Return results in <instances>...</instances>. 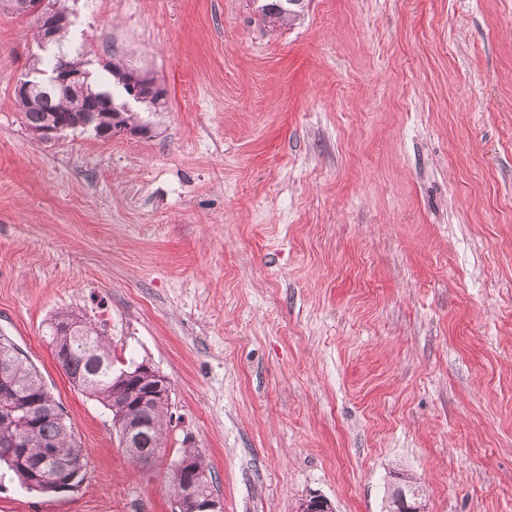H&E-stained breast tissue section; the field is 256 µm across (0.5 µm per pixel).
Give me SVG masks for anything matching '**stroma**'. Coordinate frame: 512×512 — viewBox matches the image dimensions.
<instances>
[{"label": "stroma", "instance_id": "stroma-1", "mask_svg": "<svg viewBox=\"0 0 512 512\" xmlns=\"http://www.w3.org/2000/svg\"><path fill=\"white\" fill-rule=\"evenodd\" d=\"M70 49L150 72L148 134L28 129L36 28L0 8V336L60 402L87 479L0 512H172L204 456L224 512H512V0H65ZM171 383L131 462L46 343L59 312ZM289 0H264L259 6L262 16L268 22L283 21L290 16H296L295 7L287 4ZM282 7V8H281ZM399 487L389 512H427L422 494L416 488Z\"/></svg>", "mask_w": 512, "mask_h": 512}]
</instances>
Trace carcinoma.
<instances>
[{
    "label": "carcinoma",
    "mask_w": 512,
    "mask_h": 512,
    "mask_svg": "<svg viewBox=\"0 0 512 512\" xmlns=\"http://www.w3.org/2000/svg\"><path fill=\"white\" fill-rule=\"evenodd\" d=\"M259 10L264 19L270 22L283 21L296 15L295 8L286 0H264ZM68 35L69 30L60 31L54 47L46 51L45 56L36 58L34 64L42 66L47 73L67 66L83 72L88 79L90 73L85 68L84 54L71 53ZM86 88L96 98V104L103 107L112 103L118 106L129 97L122 84L100 91L92 89L88 82ZM15 99L31 129L40 127L47 114L61 113L69 129L104 136L91 123V113L67 111V95L58 89L33 98L17 94ZM49 345L73 386L108 409L112 417L126 419L138 415L139 410L129 399L128 389L122 388L125 384L122 376L126 372H137L140 364L114 368L112 346L107 337L74 313L64 312L56 315L50 324ZM5 369L11 374L14 395H0V447L18 440L23 443L21 451L24 459L10 460L0 455V463L5 464L21 486L29 491L54 493L53 467L63 463L82 470L76 481V485H81L87 476V461L59 402L43 383L29 357L18 351L7 338L0 336V371ZM171 421L170 399L158 398L146 410L145 427L141 431L143 447L153 449L154 456L146 460L138 459L136 463L150 466L163 459ZM179 463H185L192 469L201 495L213 494L209 469L202 455L194 448H184L169 466V483L174 498L182 494L184 473L178 470Z\"/></svg>",
    "instance_id": "1"
}]
</instances>
